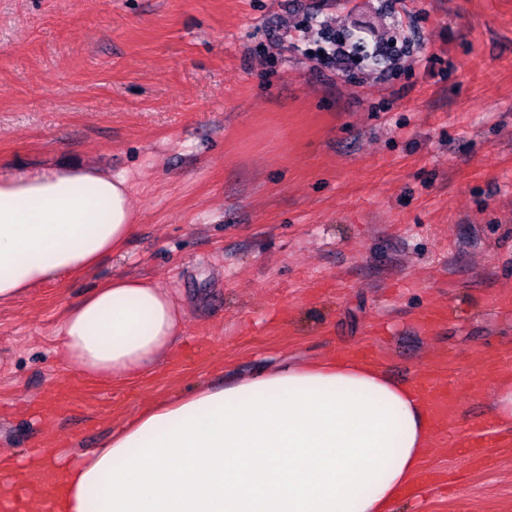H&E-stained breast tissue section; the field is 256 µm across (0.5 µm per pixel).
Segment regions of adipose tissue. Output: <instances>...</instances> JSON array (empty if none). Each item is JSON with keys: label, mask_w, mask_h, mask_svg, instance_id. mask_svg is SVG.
I'll list each match as a JSON object with an SVG mask.
<instances>
[{"label": "adipose tissue", "mask_w": 512, "mask_h": 512, "mask_svg": "<svg viewBox=\"0 0 512 512\" xmlns=\"http://www.w3.org/2000/svg\"><path fill=\"white\" fill-rule=\"evenodd\" d=\"M124 178L87 168L0 176V305L88 272L135 227ZM183 313L116 276L68 308L64 368L101 382L151 370ZM434 415L408 381L347 358L277 368L150 406L90 453L57 460L54 512H392L430 448Z\"/></svg>", "instance_id": "adipose-tissue-1"}]
</instances>
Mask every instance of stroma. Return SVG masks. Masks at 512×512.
Segmentation results:
<instances>
[{
	"instance_id": "obj_1",
	"label": "stroma",
	"mask_w": 512,
	"mask_h": 512,
	"mask_svg": "<svg viewBox=\"0 0 512 512\" xmlns=\"http://www.w3.org/2000/svg\"><path fill=\"white\" fill-rule=\"evenodd\" d=\"M0 0V173L124 177L136 227L90 272L0 306V455L76 457L199 387L378 343L408 380L473 371L458 408L491 417L512 320V0ZM413 44L383 68L326 66L324 34ZM115 276L184 310L148 374L67 373L54 331ZM456 303L436 330L429 306ZM472 469L434 441L454 493L394 512H507L512 454Z\"/></svg>"
}]
</instances>
